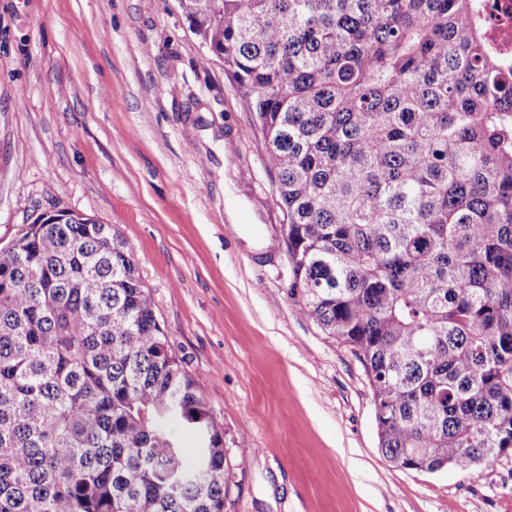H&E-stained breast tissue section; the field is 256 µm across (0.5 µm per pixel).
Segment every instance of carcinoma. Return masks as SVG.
Wrapping results in <instances>:
<instances>
[{"instance_id": "carcinoma-1", "label": "carcinoma", "mask_w": 512, "mask_h": 512, "mask_svg": "<svg viewBox=\"0 0 512 512\" xmlns=\"http://www.w3.org/2000/svg\"><path fill=\"white\" fill-rule=\"evenodd\" d=\"M253 114L298 313L360 361L383 457L512 448V58L480 0H179ZM0 248V512H224V435L108 224Z\"/></svg>"}]
</instances>
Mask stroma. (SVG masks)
I'll list each match as a JSON object with an SVG mask.
<instances>
[{
    "mask_svg": "<svg viewBox=\"0 0 512 512\" xmlns=\"http://www.w3.org/2000/svg\"><path fill=\"white\" fill-rule=\"evenodd\" d=\"M178 0H0V246L111 225L224 431V512H512V449L386 461L362 364L302 317L265 146Z\"/></svg>",
    "mask_w": 512,
    "mask_h": 512,
    "instance_id": "1",
    "label": "stroma"
}]
</instances>
